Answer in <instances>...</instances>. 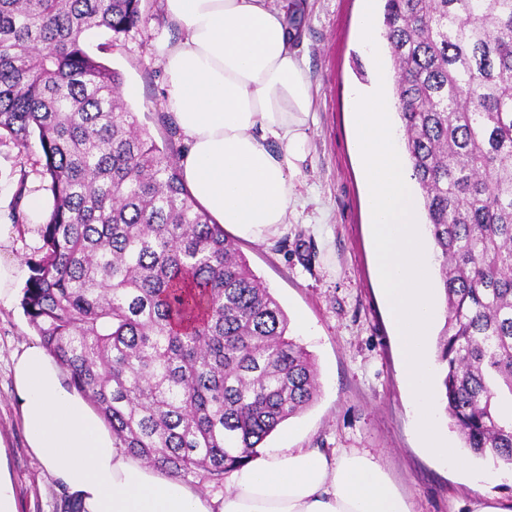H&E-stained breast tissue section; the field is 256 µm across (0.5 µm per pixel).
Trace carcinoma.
Listing matches in <instances>:
<instances>
[{"instance_id":"carcinoma-1","label":"carcinoma","mask_w":512,"mask_h":512,"mask_svg":"<svg viewBox=\"0 0 512 512\" xmlns=\"http://www.w3.org/2000/svg\"><path fill=\"white\" fill-rule=\"evenodd\" d=\"M143 0H0V139L42 154L52 207L21 307L119 447L221 483L319 395L317 365L174 155L85 49ZM396 110L446 316L464 447L512 468V0H385Z\"/></svg>"}]
</instances>
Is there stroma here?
<instances>
[{"mask_svg": "<svg viewBox=\"0 0 512 512\" xmlns=\"http://www.w3.org/2000/svg\"><path fill=\"white\" fill-rule=\"evenodd\" d=\"M295 42L315 99L308 130L310 154L302 188L304 205L262 239L238 238L252 270L267 284L291 321L307 332L291 334L313 355L321 392L312 406L270 436L269 448H317L329 455L356 449L374 456L412 512H472L475 500L494 496L512 507V470L496 483H480L488 459L470 458V470L449 466L421 447L414 411L398 375L400 358L381 297L371 246L366 187L352 141L354 89L369 88L373 66L362 43L365 0H302ZM143 20L119 39L96 32L89 54L135 85L127 105L158 146L177 148V131L166 120L160 38H177L166 24L161 0H143ZM39 147L21 151L0 140V222L12 224L6 244L21 281L41 246L39 227L16 223L20 176L29 189L41 178L34 165ZM40 339L19 297L0 301V441L4 442L17 512H65L67 497L27 446L12 389L13 360Z\"/></svg>", "mask_w": 512, "mask_h": 512, "instance_id": "stroma-1", "label": "stroma"}]
</instances>
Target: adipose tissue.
<instances>
[{
    "instance_id": "obj_1",
    "label": "adipose tissue",
    "mask_w": 512,
    "mask_h": 512,
    "mask_svg": "<svg viewBox=\"0 0 512 512\" xmlns=\"http://www.w3.org/2000/svg\"><path fill=\"white\" fill-rule=\"evenodd\" d=\"M166 115L186 187L216 223L261 237L287 223L309 153L311 84L273 0H162ZM27 446L79 512H411L374 457L278 448L226 475L220 498L119 448L86 397L33 345L14 360Z\"/></svg>"
}]
</instances>
